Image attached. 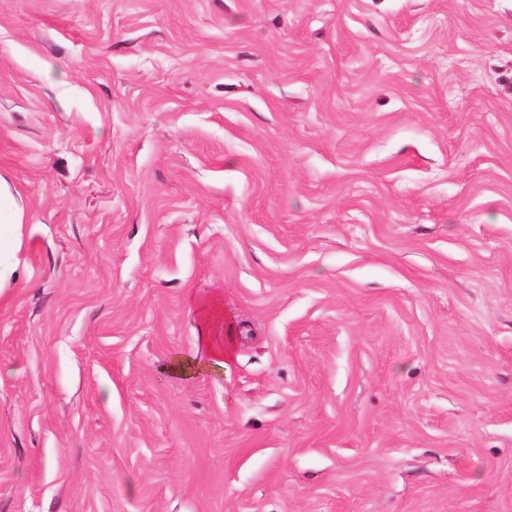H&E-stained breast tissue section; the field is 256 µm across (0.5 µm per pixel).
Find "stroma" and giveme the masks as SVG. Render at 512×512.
<instances>
[{
  "label": "stroma",
  "instance_id": "1",
  "mask_svg": "<svg viewBox=\"0 0 512 512\" xmlns=\"http://www.w3.org/2000/svg\"><path fill=\"white\" fill-rule=\"evenodd\" d=\"M0 180V512H512V0H0ZM13 205L9 188L0 180V254L20 242L22 221L20 214L12 209ZM196 334L206 362L227 369L235 355V324L224 311L222 298L208 294L193 300Z\"/></svg>",
  "mask_w": 512,
  "mask_h": 512
}]
</instances>
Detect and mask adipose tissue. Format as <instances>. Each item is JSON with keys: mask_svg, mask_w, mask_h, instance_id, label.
<instances>
[{"mask_svg": "<svg viewBox=\"0 0 512 512\" xmlns=\"http://www.w3.org/2000/svg\"><path fill=\"white\" fill-rule=\"evenodd\" d=\"M196 333L208 363L227 368L235 355V324L225 312L220 295L208 294L193 301Z\"/></svg>", "mask_w": 512, "mask_h": 512, "instance_id": "1", "label": "adipose tissue"}]
</instances>
